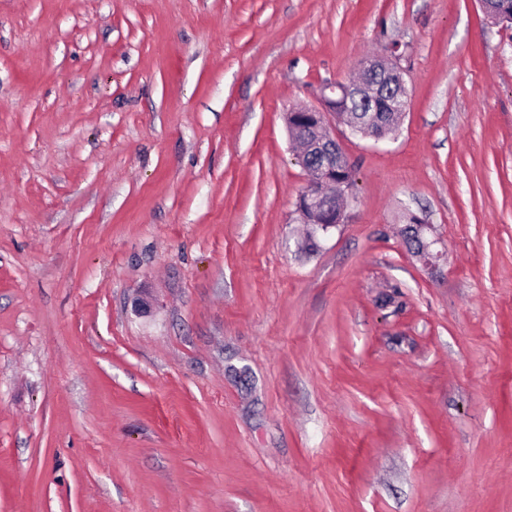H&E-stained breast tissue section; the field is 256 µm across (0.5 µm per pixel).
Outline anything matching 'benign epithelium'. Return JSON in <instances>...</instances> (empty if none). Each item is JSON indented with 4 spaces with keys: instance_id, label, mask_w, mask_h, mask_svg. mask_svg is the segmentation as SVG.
Here are the masks:
<instances>
[{
    "instance_id": "obj_1",
    "label": "benign epithelium",
    "mask_w": 512,
    "mask_h": 512,
    "mask_svg": "<svg viewBox=\"0 0 512 512\" xmlns=\"http://www.w3.org/2000/svg\"><path fill=\"white\" fill-rule=\"evenodd\" d=\"M482 10L494 24H512V0H479ZM402 54L394 44L390 53L368 59L358 69L357 76L344 82L326 85L321 93L322 107H300L290 112L294 134L311 141L312 148L321 152L323 164L317 174L308 176L307 186L296 204L297 221L309 225V236L304 242L314 240L318 231L328 232L345 217V207H336V196L347 198L352 188L351 181L340 179L336 173L343 168L345 153L331 134L327 114L352 113L351 103L360 104L359 111L370 113L369 122L375 114L385 112L393 117L406 111L407 92L399 61ZM409 224L418 233L420 248L415 252L424 265L433 267L442 253L433 251L436 239L424 237L432 228L417 216L409 217Z\"/></svg>"
}]
</instances>
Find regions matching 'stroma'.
Segmentation results:
<instances>
[{
  "label": "stroma",
  "mask_w": 512,
  "mask_h": 512,
  "mask_svg": "<svg viewBox=\"0 0 512 512\" xmlns=\"http://www.w3.org/2000/svg\"><path fill=\"white\" fill-rule=\"evenodd\" d=\"M394 42L405 116L330 120L356 182L304 252L286 116ZM0 512H512V29L0 0ZM410 226L414 228L418 233V238L420 240V248L414 252L415 256L418 257L425 266L436 267L434 261L442 256V253L433 251L432 247L437 244L438 239H427L424 237V233L427 230H431V224H425L424 220L420 219L417 216L409 217Z\"/></svg>",
  "instance_id": "1"
}]
</instances>
